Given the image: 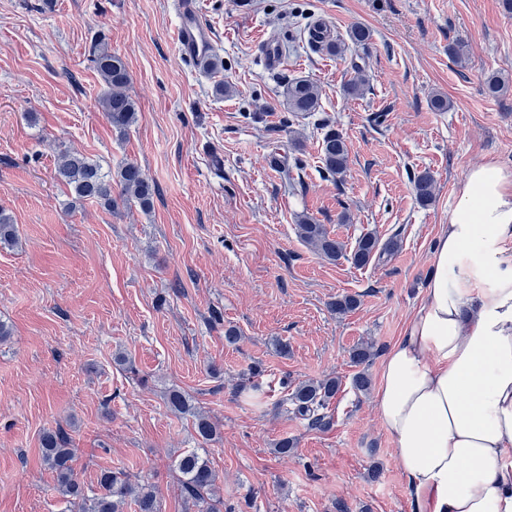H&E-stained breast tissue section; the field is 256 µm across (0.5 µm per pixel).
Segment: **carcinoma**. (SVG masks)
<instances>
[{
  "label": "carcinoma",
  "instance_id": "obj_1",
  "mask_svg": "<svg viewBox=\"0 0 512 512\" xmlns=\"http://www.w3.org/2000/svg\"><path fill=\"white\" fill-rule=\"evenodd\" d=\"M91 62L106 90L99 99L102 111L112 128L118 133L126 132L137 120L135 102L128 93L130 75L123 59L112 52L104 42H98L92 51ZM284 104L290 119L297 121L321 110L319 87L304 78L288 81L283 91ZM321 143V164L325 174L343 178L348 168V150L341 132L329 123ZM57 174L81 201L92 200L108 207L113 205L114 187L120 188L119 196L136 200L144 209H149L155 193L137 165L128 163L118 172V181L103 172L102 167L79 151L62 153L57 162ZM417 200L425 205L435 196V180L428 171L413 179ZM298 237L321 256L336 261L346 255L357 267L372 261L377 250H394L398 242L390 240L378 247V239L365 235L359 239L351 253H345L344 245L332 237L324 225L314 223L302 216L296 225ZM0 245L11 248L21 245L15 225L9 216L0 212ZM339 381L334 377L300 382L292 389L290 401L295 416L315 428L330 424L325 412L329 401L339 391ZM168 408L175 414H190L195 418V430L199 437L208 441L217 434L214 423L196 411L189 397L178 389L166 395ZM44 463L54 475L56 490L74 509V512H122L128 499H133L137 512H160L155 492L147 487L134 486L122 471L105 470L100 473L98 490L92 494L85 491L73 467L74 449L70 448V437L61 428L46 429L41 435ZM176 468L181 474V493L186 503L198 512H234L224 507V498L217 494L216 474L207 459L196 451L183 452L178 456Z\"/></svg>",
  "mask_w": 512,
  "mask_h": 512
}]
</instances>
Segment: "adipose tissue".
Segmentation results:
<instances>
[{
    "instance_id": "adipose-tissue-1",
    "label": "adipose tissue",
    "mask_w": 512,
    "mask_h": 512,
    "mask_svg": "<svg viewBox=\"0 0 512 512\" xmlns=\"http://www.w3.org/2000/svg\"><path fill=\"white\" fill-rule=\"evenodd\" d=\"M512 170L471 168L375 410L416 512H512Z\"/></svg>"
}]
</instances>
